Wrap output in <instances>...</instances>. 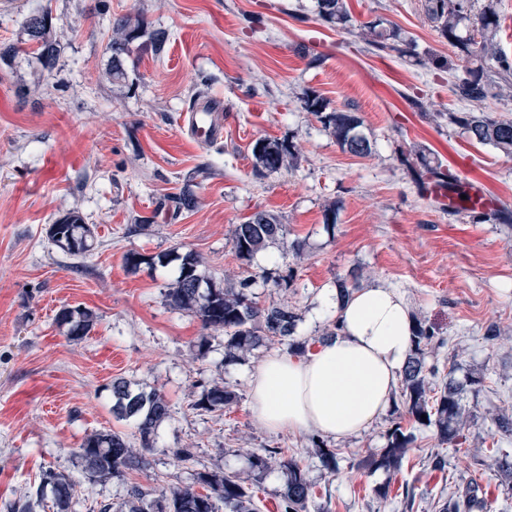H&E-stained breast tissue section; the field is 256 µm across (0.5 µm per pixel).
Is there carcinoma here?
<instances>
[{"label": "carcinoma", "instance_id": "carcinoma-1", "mask_svg": "<svg viewBox=\"0 0 512 512\" xmlns=\"http://www.w3.org/2000/svg\"><path fill=\"white\" fill-rule=\"evenodd\" d=\"M475 0H425L424 13L435 24L448 43L469 58V65L460 74L452 60L435 53L423 56L415 51V41L402 30L382 18L360 25L359 37L370 52H395L401 57L415 59L427 70H440L452 76L450 91L464 105L462 110L434 113V121L456 127L476 143L488 145L504 157L512 159V119L500 118L485 111L489 99L512 98V59L500 45L503 18L495 0H483L474 9ZM319 16L326 22L345 29L352 22L348 0H317ZM145 21L138 15L117 19L113 28L111 50L112 81L127 79L123 55L129 46L141 37ZM51 14L41 11L27 17L24 31L27 41L34 45L36 58L44 65L55 63L60 49L52 39ZM305 108L312 112L336 145L353 156H368L373 148L361 132L362 118L352 108L327 111L323 98L310 90L303 92ZM299 153L296 145L286 139L264 137L252 147V172L264 177L269 173L296 167ZM423 171L421 180L446 189L458 177L438 160L431 161L426 154L419 155ZM474 224H511L512 211L506 208L468 210ZM288 230L277 216L259 211L254 217L237 224L232 244L237 256L246 262L259 252L277 243H286ZM48 240L62 253L74 257L91 251L94 232L76 213L59 218L49 228ZM180 261L178 275L167 291L170 304L199 318L202 329L224 332V365H233L246 353L274 340L288 346L296 356L305 353L308 341L295 339L299 315L294 306L285 301L261 304L251 291L254 280L247 276L235 286L221 285L206 277L200 270L202 261L192 252L177 256ZM169 262L168 256L147 257L130 252L125 263L137 271L146 265L152 269ZM360 273L336 279L340 297L349 296L358 286ZM57 323L67 329L72 340H81L94 328L96 316L92 311L76 306L64 307L56 315ZM437 329L424 320H415L412 350L406 362L399 392L404 415L414 425L432 426L442 444H460L465 439L463 429L467 423L461 405V391L453 377H438L436 366L425 362L427 350L440 347ZM114 404L112 413L121 420L134 423L133 437L139 442L135 448L128 436L112 430L95 431L86 435L77 451L85 480L95 482L123 477L127 473L142 472L149 462L146 453L157 447L160 425L171 417V406L165 395L157 390L135 392L131 383L123 378L112 381ZM238 402L236 393L219 384L203 388L192 408L204 412L222 411ZM414 432L395 423L387 434V446L378 453L359 459L355 466L361 470L384 469L398 472L413 451ZM310 455L325 470H338L336 452L324 447L318 436L311 437ZM251 468L264 472L272 460H278L285 474L284 489L280 494L281 512H307L315 498L314 484L308 477V466L295 456L287 457L280 448H260L249 453ZM485 467L504 479L512 478V456H489ZM52 494L53 512H70L76 496V483L68 476L48 468L39 475L21 501L6 504L8 512H33L36 505L47 506V494ZM439 512H486L488 504L480 485L469 481L448 496L438 498ZM97 512H261L255 484L250 477L234 472L203 471L196 474L195 482L175 486L163 482L146 488L137 482L126 486L124 500L119 509L102 501Z\"/></svg>", "mask_w": 512, "mask_h": 512}]
</instances>
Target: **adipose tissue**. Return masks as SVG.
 I'll use <instances>...</instances> for the list:
<instances>
[{"label": "adipose tissue", "mask_w": 512, "mask_h": 512, "mask_svg": "<svg viewBox=\"0 0 512 512\" xmlns=\"http://www.w3.org/2000/svg\"><path fill=\"white\" fill-rule=\"evenodd\" d=\"M326 305L340 321L336 336L305 355H268L250 381L252 412L270 431L315 430L339 440L384 416L410 354L414 320L404 295L370 286Z\"/></svg>", "instance_id": "1"}]
</instances>
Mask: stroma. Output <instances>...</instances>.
I'll use <instances>...</instances> for the list:
<instances>
[{"instance_id": "obj_1", "label": "stroma", "mask_w": 512, "mask_h": 512, "mask_svg": "<svg viewBox=\"0 0 512 512\" xmlns=\"http://www.w3.org/2000/svg\"><path fill=\"white\" fill-rule=\"evenodd\" d=\"M44 7L60 44L55 65L43 68L22 52L0 63V506L24 497L44 466L79 482L73 512L122 501L125 480L85 482L75 456L86 434L131 433L130 422L112 413L116 378L159 390L174 410L159 429V448L147 455V471L130 475L144 486L157 479L185 485L204 470L247 472L253 448L305 456L310 433L267 431L250 407L253 374L284 345L225 366L223 334L204 333L198 319L166 301L177 263L135 273L124 264L130 252L194 251L212 279L252 275L260 302L291 301L298 332L310 340L327 325L324 289L359 269L361 286L401 288L412 317L439 325L445 344L428 364L481 380L462 395L472 414L462 450L439 447L435 428L417 427L397 476L355 464L385 447L400 404L357 436L327 439L339 470L310 468L319 494L308 512H434L441 491L470 479L487 491L491 512H512V490L479 464L494 444L512 454V436L497 434L491 420L499 411L512 415V224L448 216L443 200L421 192L417 155L430 147L510 208L512 159L423 119L426 111L458 109L447 73L393 52H366L357 36L358 24L381 17L413 38L418 52L465 67L466 58L426 19L422 0H352L355 24L347 29L322 20L316 0H0V45L19 44L26 17ZM130 13L169 39L158 55L147 36L134 41L124 59L129 79L115 83L107 74L112 24ZM201 87L224 105V138L206 146L181 125ZM308 89L329 108L359 112L370 156L338 148L305 109ZM262 137L292 140L297 168L254 176L251 148ZM187 189L196 207L176 209ZM336 200L337 221L325 224L324 207ZM70 210L94 231L95 246L83 257L48 241L50 225ZM257 211L277 215L302 252L279 243L240 260L234 226ZM268 275L292 284L272 287ZM78 305L97 322L73 341L56 315ZM492 323L502 339H485ZM203 337L209 344L201 355ZM214 382L234 390L237 404L194 410L203 386ZM185 447L195 458L183 465L171 451ZM437 447L448 459L442 472L422 464ZM383 485L390 488L384 500L375 493ZM408 487L416 494L411 505Z\"/></svg>"}]
</instances>
